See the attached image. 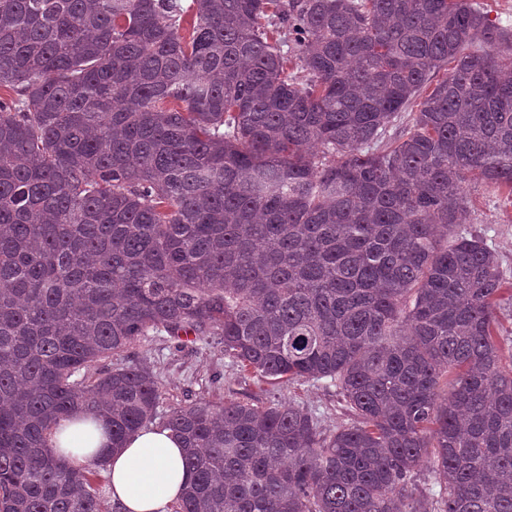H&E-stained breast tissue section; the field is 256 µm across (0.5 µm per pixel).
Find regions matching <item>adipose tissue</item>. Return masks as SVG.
Instances as JSON below:
<instances>
[{"label": "adipose tissue", "instance_id": "ef3b65f1", "mask_svg": "<svg viewBox=\"0 0 512 512\" xmlns=\"http://www.w3.org/2000/svg\"><path fill=\"white\" fill-rule=\"evenodd\" d=\"M50 445L74 468L99 464L118 512H172L188 479L184 445L162 426L142 428L116 449L110 426L78 411L61 422Z\"/></svg>", "mask_w": 512, "mask_h": 512}]
</instances>
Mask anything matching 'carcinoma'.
Returning <instances> with one entry per match:
<instances>
[{"instance_id": "obj_1", "label": "carcinoma", "mask_w": 512, "mask_h": 512, "mask_svg": "<svg viewBox=\"0 0 512 512\" xmlns=\"http://www.w3.org/2000/svg\"><path fill=\"white\" fill-rule=\"evenodd\" d=\"M509 44L471 0H0V512H114L48 441L155 419L89 370L161 331L351 416L173 408L175 512H512V282L456 233L512 199Z\"/></svg>"}]
</instances>
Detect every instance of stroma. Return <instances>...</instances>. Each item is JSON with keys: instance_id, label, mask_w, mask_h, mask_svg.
Segmentation results:
<instances>
[{"instance_id": "35a3bbf8", "label": "stroma", "mask_w": 512, "mask_h": 512, "mask_svg": "<svg viewBox=\"0 0 512 512\" xmlns=\"http://www.w3.org/2000/svg\"><path fill=\"white\" fill-rule=\"evenodd\" d=\"M465 194L470 221L459 225L458 233L483 237L495 250L507 279L512 280V203L481 181L469 182ZM128 358L150 367L156 376L162 393L157 409L161 415L196 401H244L256 406L289 401L312 411L328 434L348 420L335 387L328 382L278 384L262 379L225 356L223 344L214 336L201 340L154 333L136 343Z\"/></svg>"}]
</instances>
